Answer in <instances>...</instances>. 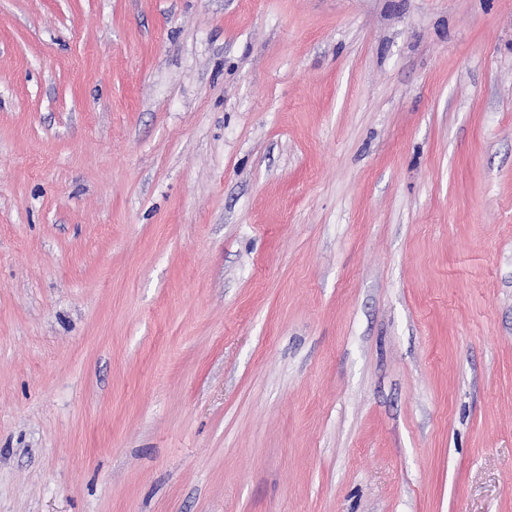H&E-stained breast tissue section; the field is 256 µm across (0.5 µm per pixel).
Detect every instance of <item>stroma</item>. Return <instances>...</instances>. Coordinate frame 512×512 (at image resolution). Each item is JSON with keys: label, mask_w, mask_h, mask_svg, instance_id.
I'll return each instance as SVG.
<instances>
[{"label": "stroma", "mask_w": 512, "mask_h": 512, "mask_svg": "<svg viewBox=\"0 0 512 512\" xmlns=\"http://www.w3.org/2000/svg\"><path fill=\"white\" fill-rule=\"evenodd\" d=\"M0 512H512V0H0Z\"/></svg>", "instance_id": "35a3bbf8"}]
</instances>
